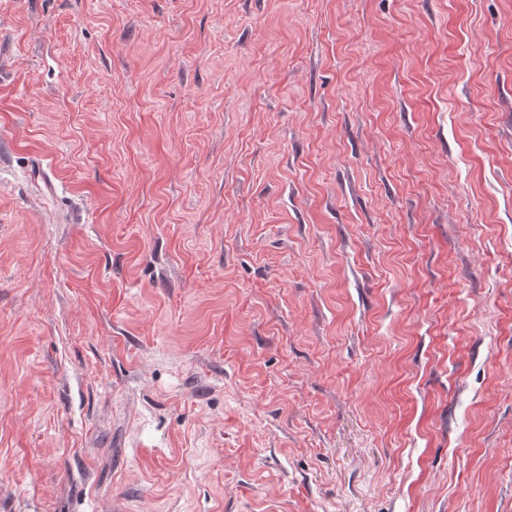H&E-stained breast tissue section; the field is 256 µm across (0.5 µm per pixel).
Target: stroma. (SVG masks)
I'll use <instances>...</instances> for the list:
<instances>
[{"label":"stroma","instance_id":"stroma-1","mask_svg":"<svg viewBox=\"0 0 512 512\" xmlns=\"http://www.w3.org/2000/svg\"><path fill=\"white\" fill-rule=\"evenodd\" d=\"M0 512H512V0H0Z\"/></svg>","mask_w":512,"mask_h":512}]
</instances>
